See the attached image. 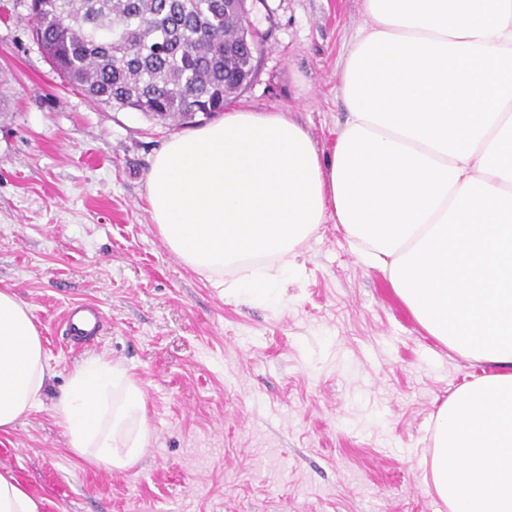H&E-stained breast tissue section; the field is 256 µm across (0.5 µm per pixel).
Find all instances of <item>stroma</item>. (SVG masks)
Masks as SVG:
<instances>
[{
  "label": "stroma",
  "mask_w": 512,
  "mask_h": 512,
  "mask_svg": "<svg viewBox=\"0 0 512 512\" xmlns=\"http://www.w3.org/2000/svg\"><path fill=\"white\" fill-rule=\"evenodd\" d=\"M251 20L256 77L231 106L289 110L330 151L362 0H264ZM205 123L92 101L44 57L27 0H0V289L28 305L50 370L40 409L0 434V472L43 512H441L425 459L468 362L336 224L270 303L225 300L188 268L151 222L145 180L167 140ZM74 303L106 319L78 348L63 329ZM97 354L147 394L150 440L124 471L72 452L54 418L71 369Z\"/></svg>",
  "instance_id": "1"
}]
</instances>
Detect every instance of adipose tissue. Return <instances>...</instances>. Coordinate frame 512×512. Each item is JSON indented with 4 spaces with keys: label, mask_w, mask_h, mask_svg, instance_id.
<instances>
[{
    "label": "adipose tissue",
    "mask_w": 512,
    "mask_h": 512,
    "mask_svg": "<svg viewBox=\"0 0 512 512\" xmlns=\"http://www.w3.org/2000/svg\"><path fill=\"white\" fill-rule=\"evenodd\" d=\"M363 12L330 154L287 111L228 110L155 154L148 212L186 266L242 303L276 295L299 247L340 224L429 336L493 366L438 410L431 487L447 512H512V0ZM48 378L27 304L1 289L0 432ZM144 415L142 386L103 355L73 368L54 408L68 447L109 470L139 461Z\"/></svg>",
    "instance_id": "ef3b65f1"
}]
</instances>
